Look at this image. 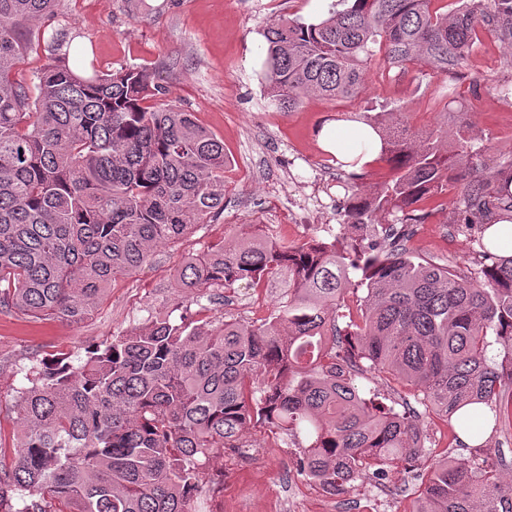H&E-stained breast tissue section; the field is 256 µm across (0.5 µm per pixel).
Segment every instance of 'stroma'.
<instances>
[{
  "instance_id": "obj_1",
  "label": "stroma",
  "mask_w": 512,
  "mask_h": 512,
  "mask_svg": "<svg viewBox=\"0 0 512 512\" xmlns=\"http://www.w3.org/2000/svg\"><path fill=\"white\" fill-rule=\"evenodd\" d=\"M332 0H58L54 18L40 29L51 37L60 31L79 34L88 56L104 70L149 68L166 85L169 98L224 142L228 191L224 213L203 224L183 241L160 245L150 264L113 282L92 318L81 323L36 320L0 311V441L11 443L15 415L9 406L26 387L23 370L57 352H76L92 343L141 325L163 311L173 295L174 278L186 257L207 245L256 224L282 243L311 237L330 238L340 230L347 200L349 170L338 167L318 139L319 130L349 121L367 110L383 113L386 124H400L420 137L437 127L448 130L449 145L471 138L481 149L487 183H494L501 163L512 159V96L499 87L507 75L504 62L512 43L491 30L479 39L454 73L420 65L398 73L373 60L361 94L329 101L309 98L284 112L267 98L260 75L266 23L279 18L310 20L326 16ZM463 183L419 204L426 218L410 246L419 257L451 266L462 274L480 267L476 229L465 228L458 209ZM282 294L278 281L256 290L236 285L217 290L214 308L249 322L274 313ZM263 298L261 314L251 310ZM365 390L392 401L396 411L415 406L413 386L387 380L362 368ZM418 427L427 439L432 461L449 457L456 444L446 417L418 412ZM248 441H266L267 453L238 469L228 457L216 458L224 473L225 499L252 512H266L270 501L287 495L298 479L290 438L252 426Z\"/></svg>"
}]
</instances>
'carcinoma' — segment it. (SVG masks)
Returning a JSON list of instances; mask_svg holds the SVG:
<instances>
[{
	"instance_id": "obj_1",
	"label": "carcinoma",
	"mask_w": 512,
	"mask_h": 512,
	"mask_svg": "<svg viewBox=\"0 0 512 512\" xmlns=\"http://www.w3.org/2000/svg\"><path fill=\"white\" fill-rule=\"evenodd\" d=\"M57 0H0V310L70 322L87 318L112 282L224 212V142L167 99L144 67L70 66L75 36L52 35L29 85L16 76L34 27ZM338 0L328 16L278 19L261 31L267 95L288 112L305 99L357 95L377 54L390 68L417 61L456 69L478 28L512 40V0ZM393 176L351 189L340 235L293 244L262 235L192 255L177 287L232 290L282 278L270 317L242 322L176 298L166 312L84 357L49 355L27 369L13 405L11 462L0 457V512H194L217 476L211 460L246 448L260 423L292 438L296 470L327 492L385 479L413 464L417 512H512V480L485 458L423 470L430 449L415 416L365 397L360 363L413 385L448 418L454 439L479 440L512 392L490 356L512 357V255L486 232L512 221V159L490 191L471 163L458 201L481 232L484 263L461 275L410 250L416 205L456 175L448 132L415 141L378 117ZM395 220L389 222L387 218ZM364 290L351 312L345 296ZM179 312L174 319L172 314Z\"/></svg>"
}]
</instances>
